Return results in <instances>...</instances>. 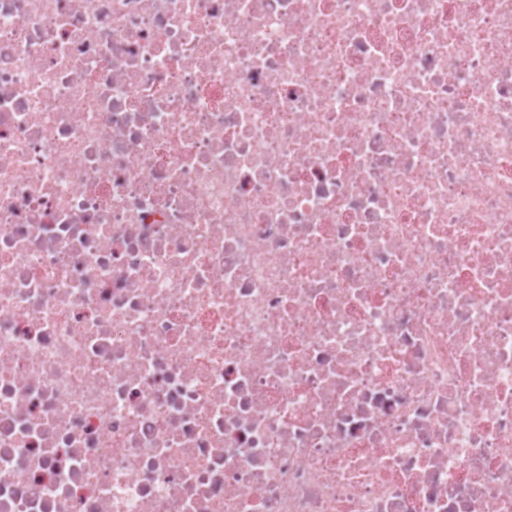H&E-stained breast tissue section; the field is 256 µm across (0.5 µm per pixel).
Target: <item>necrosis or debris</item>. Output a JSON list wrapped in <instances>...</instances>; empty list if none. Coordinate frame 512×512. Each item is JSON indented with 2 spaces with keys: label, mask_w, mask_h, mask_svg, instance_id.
Here are the masks:
<instances>
[{
  "label": "necrosis or debris",
  "mask_w": 512,
  "mask_h": 512,
  "mask_svg": "<svg viewBox=\"0 0 512 512\" xmlns=\"http://www.w3.org/2000/svg\"><path fill=\"white\" fill-rule=\"evenodd\" d=\"M0 512H512V0H0Z\"/></svg>",
  "instance_id": "4bbe7bcc"
}]
</instances>
